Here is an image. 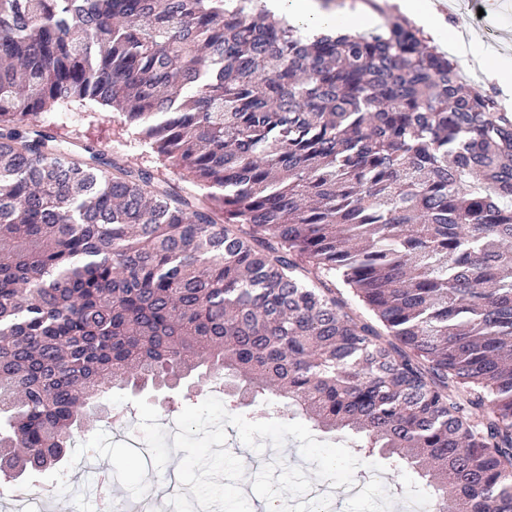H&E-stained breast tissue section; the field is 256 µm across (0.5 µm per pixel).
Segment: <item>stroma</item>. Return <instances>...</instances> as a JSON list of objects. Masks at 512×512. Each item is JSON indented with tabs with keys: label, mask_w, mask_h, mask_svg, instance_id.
Here are the masks:
<instances>
[{
	"label": "stroma",
	"mask_w": 512,
	"mask_h": 512,
	"mask_svg": "<svg viewBox=\"0 0 512 512\" xmlns=\"http://www.w3.org/2000/svg\"><path fill=\"white\" fill-rule=\"evenodd\" d=\"M479 2V9L446 13V23L465 32L484 21L499 33V62L512 65V16L500 0ZM39 121L62 136L74 156H81L85 144L100 143L114 156L158 170L176 190L187 187L176 168L161 165L111 113L73 107L42 115ZM111 399L113 405L126 408L140 444L153 448L154 459L146 461L138 447L129 446L124 425L100 422L77 433L65 464L69 489L56 499L68 512H108L107 501L70 492L71 487L88 484L96 465L114 474L116 501H135L141 489L153 486L161 489L157 503L165 508L170 500L164 491L173 484L181 487L186 499L212 512H265L270 501L305 499L320 484L335 492L341 482L356 478L375 480L386 512H402L406 497L430 495L412 474L394 472L344 449L288 409L270 416L254 407L242 408L215 385L194 393L174 412L162 410L150 393L132 397L115 391Z\"/></svg>",
	"instance_id": "obj_1"
}]
</instances>
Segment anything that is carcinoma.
Returning <instances> with one entry per match:
<instances>
[{"mask_svg":"<svg viewBox=\"0 0 512 512\" xmlns=\"http://www.w3.org/2000/svg\"><path fill=\"white\" fill-rule=\"evenodd\" d=\"M74 105L207 193L74 158L37 124ZM226 376L512 512V112L405 19L0 0V478L61 470L116 386Z\"/></svg>","mask_w":512,"mask_h":512,"instance_id":"obj_1","label":"carcinoma"}]
</instances>
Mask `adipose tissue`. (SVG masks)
Returning a JSON list of instances; mask_svg holds the SVG:
<instances>
[{
	"label": "adipose tissue",
	"mask_w": 512,
	"mask_h": 512,
	"mask_svg": "<svg viewBox=\"0 0 512 512\" xmlns=\"http://www.w3.org/2000/svg\"><path fill=\"white\" fill-rule=\"evenodd\" d=\"M274 14L286 17L289 23L299 26L305 33L313 34L333 28L367 31L379 27L383 15L378 8L362 5L354 11L340 14L321 0H265Z\"/></svg>",
	"instance_id": "ef3b65f1"
}]
</instances>
